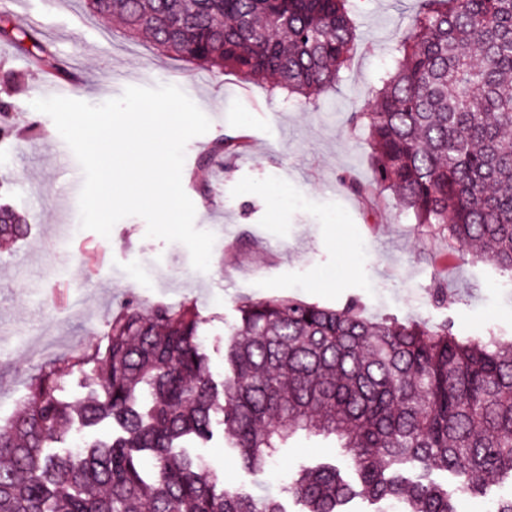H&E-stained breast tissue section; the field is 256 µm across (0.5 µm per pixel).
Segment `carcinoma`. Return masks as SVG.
<instances>
[{
	"label": "carcinoma",
	"instance_id": "obj_1",
	"mask_svg": "<svg viewBox=\"0 0 512 512\" xmlns=\"http://www.w3.org/2000/svg\"><path fill=\"white\" fill-rule=\"evenodd\" d=\"M353 0H84L158 52L204 69L270 83L316 104L351 60ZM13 40L57 73L50 50L24 30ZM372 104L351 113L367 132L373 177L347 189L367 204L396 195L415 223L458 259L487 260L512 279V0H421L399 34ZM244 135L214 141L207 172L240 155ZM29 224L0 205V244ZM350 301L331 308L290 297L245 298L217 381L195 307L127 301L106 323L94 364L100 391L61 396L64 368L32 379L0 424V512H460L458 491L484 496L512 483V350L498 337L463 338L451 323L370 320ZM224 440L261 469L300 435L331 438L349 464L302 466L277 497L224 486L181 445ZM123 434L47 453L103 419ZM440 470L450 488L430 479Z\"/></svg>",
	"mask_w": 512,
	"mask_h": 512
}]
</instances>
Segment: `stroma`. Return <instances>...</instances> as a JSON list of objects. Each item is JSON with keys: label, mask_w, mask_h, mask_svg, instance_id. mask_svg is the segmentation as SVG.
<instances>
[{"label": "stroma", "mask_w": 512, "mask_h": 512, "mask_svg": "<svg viewBox=\"0 0 512 512\" xmlns=\"http://www.w3.org/2000/svg\"><path fill=\"white\" fill-rule=\"evenodd\" d=\"M419 9L420 0H354L350 65L312 107L232 74L192 69L91 15L82 0H28L21 14L0 0V24L32 31L72 75L55 80L0 36V103L16 129L0 140V199L31 227L0 252V422L16 412L42 367L103 344L107 319L132 298L147 308L195 305L218 377L224 338L245 297L334 308L354 300L373 320L449 321L459 336L492 330L512 343L506 275L485 261L455 259L397 198L371 208L341 183L345 175L372 179L367 135L348 118L370 100L390 48ZM165 84L180 87L211 122L188 142L182 170L195 226L215 236L205 272L193 268L183 244L147 237L141 217L120 220L107 238L78 228L69 185L80 165L55 152L52 119L31 106L52 94L98 105L129 86ZM241 133L248 146L231 167L197 172V156L212 140ZM61 224L74 233L59 236ZM199 454L225 486L262 495L278 493L298 466L337 459L339 450L332 440L299 435L260 470L247 469L219 438Z\"/></svg>", "instance_id": "obj_1"}]
</instances>
